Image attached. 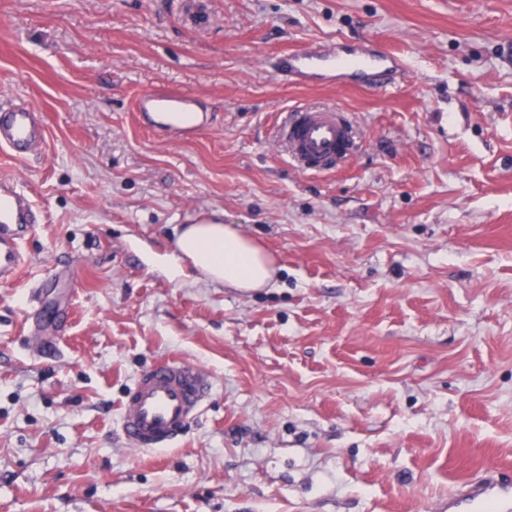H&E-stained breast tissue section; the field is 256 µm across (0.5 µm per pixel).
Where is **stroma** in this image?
Listing matches in <instances>:
<instances>
[{
  "label": "stroma",
  "mask_w": 512,
  "mask_h": 512,
  "mask_svg": "<svg viewBox=\"0 0 512 512\" xmlns=\"http://www.w3.org/2000/svg\"><path fill=\"white\" fill-rule=\"evenodd\" d=\"M363 42L404 57L378 89L299 85L275 58ZM173 89L190 140L137 112ZM44 144L0 150L41 222L0 283V512H439L512 465V0H0V100ZM331 106L358 148L331 173L276 142ZM261 243L272 287L171 272L206 219ZM71 321L37 349L29 287ZM203 367L170 449H132L128 388ZM138 112H168V115L178 116L183 121H172L161 125L174 130L183 139L194 138L202 128L208 125V116L193 97L172 91L152 90L143 93L137 101ZM195 112H202L198 121ZM168 115L157 116L158 120L169 121ZM192 116L190 120L188 117Z\"/></svg>",
  "instance_id": "obj_1"
}]
</instances>
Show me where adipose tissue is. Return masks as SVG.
<instances>
[{
	"mask_svg": "<svg viewBox=\"0 0 512 512\" xmlns=\"http://www.w3.org/2000/svg\"><path fill=\"white\" fill-rule=\"evenodd\" d=\"M174 258L176 274L189 267L211 282L244 292L271 286L276 273L273 258L259 244L215 222L176 228Z\"/></svg>",
	"mask_w": 512,
	"mask_h": 512,
	"instance_id": "adipose-tissue-1",
	"label": "adipose tissue"
}]
</instances>
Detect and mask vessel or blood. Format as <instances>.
<instances>
[{
  "label": "vessel or blood",
  "mask_w": 512,
  "mask_h": 512,
  "mask_svg": "<svg viewBox=\"0 0 512 512\" xmlns=\"http://www.w3.org/2000/svg\"><path fill=\"white\" fill-rule=\"evenodd\" d=\"M402 59L383 54L363 43L345 54L324 46L286 52L275 61L276 73L302 84L332 82L337 75L355 84L373 87L385 71H398ZM141 112H165L168 127L182 138H194L208 124L195 119L199 106L193 97L172 91L152 90L137 101ZM46 137L44 116L28 104L0 103V149L12 155H29ZM280 146L295 166L306 172H327L344 165L356 142L341 112L302 108L292 112L280 128ZM37 222L29 195L15 183H0V281L18 276L25 257L22 243ZM27 318L42 346H51L60 332L67 307L63 300H49L45 283L28 293ZM211 378L201 367L169 360L144 371L129 387L120 415V430L137 450H164L186 433L207 400ZM448 512H512V471L491 466L475 480L461 482L448 499Z\"/></svg>",
  "instance_id": "1"
}]
</instances>
